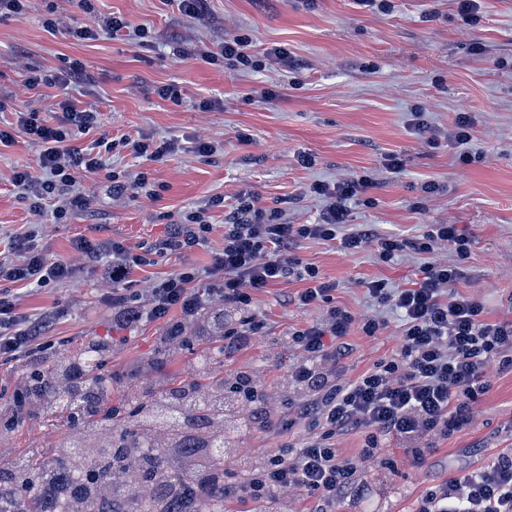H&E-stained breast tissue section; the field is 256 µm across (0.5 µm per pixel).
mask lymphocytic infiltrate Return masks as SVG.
Instances as JSON below:
<instances>
[{
  "label": "lymphocytic infiltrate",
  "mask_w": 512,
  "mask_h": 512,
  "mask_svg": "<svg viewBox=\"0 0 512 512\" xmlns=\"http://www.w3.org/2000/svg\"><path fill=\"white\" fill-rule=\"evenodd\" d=\"M86 80L77 60L52 75L30 71L24 80L28 89L62 91L58 123L46 124L37 110L20 106L14 122L0 128L1 145L12 144L21 134L40 149L38 171L17 168L9 178L33 215L40 217L49 211L60 221L70 212L87 208L88 200L78 187L84 176L106 174L113 194L119 196L142 195L149 184L147 172L129 177L109 169L103 153L110 145L108 137L80 145V138L101 124L98 110L72 95ZM371 185L366 175L310 184V193L325 201L313 224L282 222L280 213L260 207L253 193L239 192L224 224V248L206 272L185 268L137 292L129 289L133 270L151 265L154 255L188 253L205 242L213 229L208 209L188 212L183 223L171 225L164 237L139 253L114 239L97 244L82 239L76 244L101 261L102 276L112 284L113 326L130 328L148 319L164 321V341L170 346L189 343L188 320L210 306L225 314L224 355L235 356L261 336L264 328L255 310V294L292 279L303 283L293 298L298 306L327 304L322 321L291 335L304 353L288 375L301 394L293 410L310 421L309 435L300 445L271 453L258 469L245 467L239 458L225 461V496L255 505L271 502L284 491H298L313 502L312 512H323V504L333 502L337 490L351 484L359 462L374 458L385 440H402L407 453L421 459L418 443L422 438L445 436L469 423L472 403L490 387L491 370H512V321L486 322L482 302L453 287L461 276L459 262L470 253V239L453 224L430 225L414 238L359 228L349 221L351 208ZM39 238L36 224L11 234L8 254L0 258V279L42 288L72 277V268L50 259ZM301 239L333 241L350 254L370 246L385 263L407 251L428 255L445 246L458 261L424 263L422 279L413 288H395L385 279L367 282L375 304L398 315L399 344L390 358L340 383L336 364L354 318L334 305L336 282L324 280L316 266L302 264L293 256L292 249ZM204 275L209 284L201 289L197 282ZM20 305V294L0 289L1 358L30 359L48 348L33 332ZM233 388L235 407L246 417L247 428L273 432L282 427V420L266 408L264 391L252 373L237 372ZM352 426L366 431L355 461L342 458L336 448L337 436ZM417 512H512V453L499 454L491 464L429 491Z\"/></svg>",
  "instance_id": "f902f5d3"
}]
</instances>
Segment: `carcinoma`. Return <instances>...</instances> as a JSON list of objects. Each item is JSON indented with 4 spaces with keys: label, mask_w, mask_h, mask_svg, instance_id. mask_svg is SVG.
<instances>
[{
    "label": "carcinoma",
    "mask_w": 512,
    "mask_h": 512,
    "mask_svg": "<svg viewBox=\"0 0 512 512\" xmlns=\"http://www.w3.org/2000/svg\"><path fill=\"white\" fill-rule=\"evenodd\" d=\"M81 368L84 376L106 387L98 373L94 351H81L69 368ZM202 382L193 389L170 388L158 392L151 401L138 405L140 432L128 437L118 413L112 408L95 411L91 402L97 391L79 382L68 392H56L47 383L34 378L32 402L43 413L69 422L70 427L84 430L77 449L68 447L63 438L56 449L22 462H0V512H11L19 501L27 502L25 512H124L125 495L117 492L107 499L97 494V483L121 469L130 452H135L143 471L162 473L158 493L140 505L143 512H213L224 506V456L234 451V441L227 428L239 431L235 420L212 430V455L206 460V477L186 472L165 458L167 443L152 439L148 431L163 429L169 434L179 430V418L188 410L199 408L211 414L214 401L224 400V371L213 366L211 356L201 358ZM48 474H61L67 487L50 504L38 498L34 489Z\"/></svg>",
    "instance_id": "obj_1"
}]
</instances>
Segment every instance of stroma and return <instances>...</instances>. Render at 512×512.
I'll use <instances>...</instances> for the list:
<instances>
[{"label":"stroma","instance_id":"35a3bbf8","mask_svg":"<svg viewBox=\"0 0 512 512\" xmlns=\"http://www.w3.org/2000/svg\"><path fill=\"white\" fill-rule=\"evenodd\" d=\"M92 5L88 14L75 0H31L24 14L0 17V103L5 106L0 122H13L12 107L27 104L47 124H56V89L27 90L25 74L31 68L54 73L78 60L88 74L79 98L98 109L103 132L115 139L165 136L183 149L143 167L129 148L116 146L111 167L132 175L148 169L154 199L112 196L105 176L91 175L81 180L89 208L61 223L48 214L33 216L8 181L14 167H36L37 147L20 135L0 149V251L7 250L10 233L40 221L42 246L52 259L75 270L71 280L24 294L23 312L35 322L49 320L44 333L53 346L35 362L0 360L5 391L0 460L54 448L60 433L54 420L32 414L7 427L9 395L32 369L55 370L79 349L97 350L112 405L159 386L199 379L204 343L195 322L189 326L192 342L172 349L166 363L129 374L132 364L155 358L164 324L147 321L113 329L109 286L100 268L72 242L83 237L120 240L132 248L149 245L215 195L229 199L248 190L261 207L281 211L283 221L310 224L323 206L308 193L310 183L373 173L376 184L367 193L369 201L353 205L351 223L403 237L421 235L430 224L457 225L472 241L469 258L457 260L444 248L437 254L459 264L456 290L480 299L487 322L512 319V0H485L483 18L473 30L465 28L456 0H392L385 12L356 0H210L202 21L185 16L176 0H92ZM109 13L122 15L132 28L149 29L150 41L141 44L128 35L77 41L44 26L53 14L74 26H90L96 16ZM234 35L249 38L251 54L262 63L259 71L173 54L174 48L201 44L216 50ZM278 46L287 49V58H270V49ZM169 83L181 86L182 103L156 94L157 86ZM263 88L278 91V98L253 100L252 91ZM206 98L219 100L220 108L195 110V102ZM417 105L443 134L457 113H469L473 147L485 162L462 164L444 138L435 145L419 139L410 127ZM200 140L218 142L222 149L208 156L194 153ZM300 152L314 155L316 166L300 167ZM391 152L404 159L401 174L382 168L384 155ZM429 180L440 184V192H422ZM227 215L226 209H212L214 228L203 246L157 257L155 265L134 270L133 288L148 287L187 266L208 268L223 247ZM294 255L337 282V306L356 319L337 373L353 379L389 358L398 345L399 320L371 300L365 284L384 278L395 287H412L425 256L408 253L386 264L373 248L351 255L334 243L311 239L298 242ZM300 289V282L293 281L256 294L264 333L224 363L228 373L252 372L275 413L289 420L288 429L277 434L241 433L236 442L240 455L257 462L300 442L309 431L307 421L295 418L291 409L300 394L288 385L287 368L302 353L288 336L321 320L326 309L290 303ZM371 315L388 322L375 338L365 336L360 326ZM430 443L425 463L415 466L399 442H391L388 462H365L353 484L337 493L333 512H416L429 489L512 450V371L493 374L490 391L472 406L470 424Z\"/></svg>","mask_w":512,"mask_h":512}]
</instances>
